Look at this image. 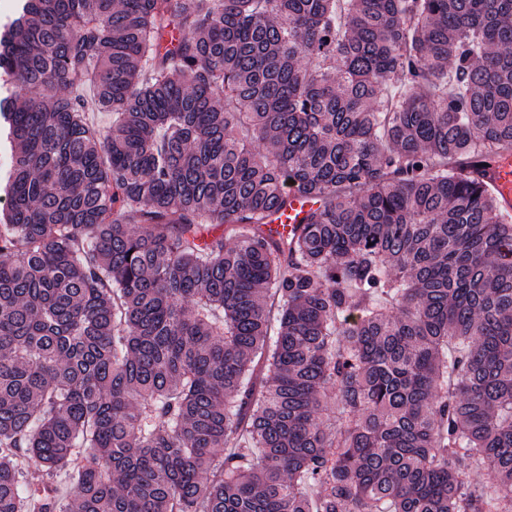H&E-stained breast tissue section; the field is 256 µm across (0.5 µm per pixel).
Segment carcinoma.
Masks as SVG:
<instances>
[{
	"mask_svg": "<svg viewBox=\"0 0 512 512\" xmlns=\"http://www.w3.org/2000/svg\"><path fill=\"white\" fill-rule=\"evenodd\" d=\"M0 72V512H512V0H24ZM488 184L498 192L502 205L512 208V154L508 153L494 163L487 175Z\"/></svg>",
	"mask_w": 512,
	"mask_h": 512,
	"instance_id": "cac0c4a2",
	"label": "carcinoma"
}]
</instances>
